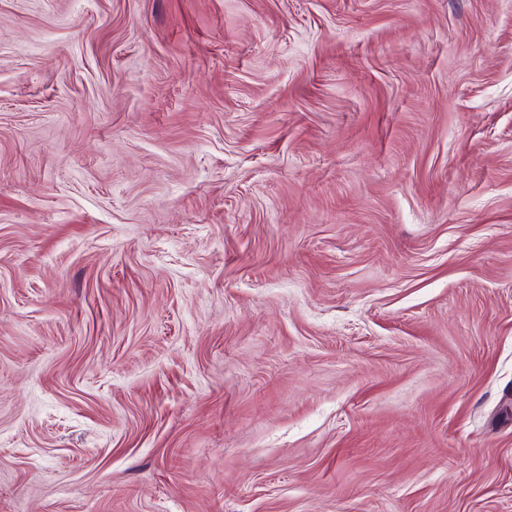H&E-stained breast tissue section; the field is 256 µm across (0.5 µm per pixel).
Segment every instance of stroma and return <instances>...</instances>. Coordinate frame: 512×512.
I'll list each match as a JSON object with an SVG mask.
<instances>
[{
  "instance_id": "1",
  "label": "stroma",
  "mask_w": 512,
  "mask_h": 512,
  "mask_svg": "<svg viewBox=\"0 0 512 512\" xmlns=\"http://www.w3.org/2000/svg\"><path fill=\"white\" fill-rule=\"evenodd\" d=\"M0 512H512V0H0Z\"/></svg>"
}]
</instances>
